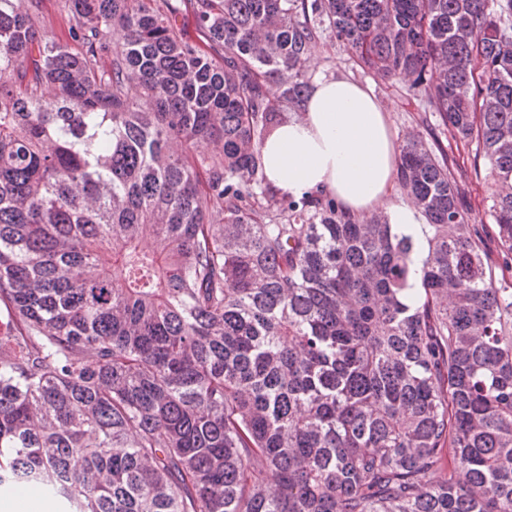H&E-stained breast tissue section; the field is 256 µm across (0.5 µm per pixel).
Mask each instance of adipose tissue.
Returning <instances> with one entry per match:
<instances>
[{
	"label": "adipose tissue",
	"mask_w": 512,
	"mask_h": 512,
	"mask_svg": "<svg viewBox=\"0 0 512 512\" xmlns=\"http://www.w3.org/2000/svg\"><path fill=\"white\" fill-rule=\"evenodd\" d=\"M269 185L295 198L323 191L349 213L384 208L414 228L424 218L396 196L398 148L372 89L348 77H314L300 117L278 125L261 147Z\"/></svg>",
	"instance_id": "obj_1"
}]
</instances>
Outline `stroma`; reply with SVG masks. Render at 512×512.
<instances>
[{
  "label": "stroma",
  "mask_w": 512,
  "mask_h": 512,
  "mask_svg": "<svg viewBox=\"0 0 512 512\" xmlns=\"http://www.w3.org/2000/svg\"><path fill=\"white\" fill-rule=\"evenodd\" d=\"M307 72L347 76L370 86L384 108L396 140H403L408 131L415 129L428 140L439 142L448 155L454 178L464 192L472 214L482 217L484 223H491V199L485 180L489 168L487 161L473 158L463 145L443 135L439 118L425 115L419 100L409 95L399 83L364 71L351 53L327 33L318 41L307 64Z\"/></svg>",
  "instance_id": "35a3bbf8"
}]
</instances>
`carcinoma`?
Wrapping results in <instances>:
<instances>
[{
    "mask_svg": "<svg viewBox=\"0 0 512 512\" xmlns=\"http://www.w3.org/2000/svg\"><path fill=\"white\" fill-rule=\"evenodd\" d=\"M44 2L0 0V491L512 512V0ZM323 26L487 160L498 266L419 132L418 288L386 215L266 183Z\"/></svg>",
    "mask_w": 512,
    "mask_h": 512,
    "instance_id": "1",
    "label": "carcinoma"
}]
</instances>
